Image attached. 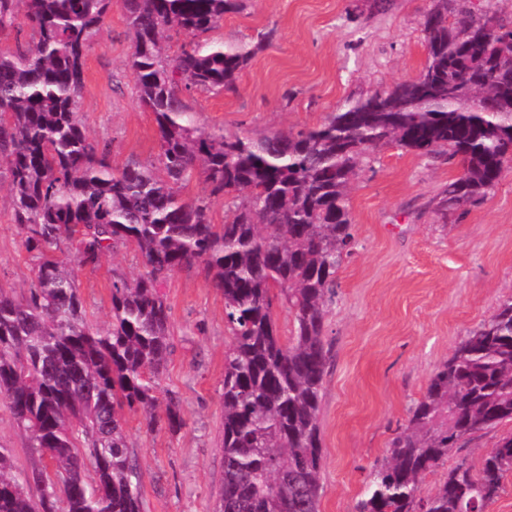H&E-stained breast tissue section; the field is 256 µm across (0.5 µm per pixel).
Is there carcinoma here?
I'll use <instances>...</instances> for the list:
<instances>
[{
  "label": "carcinoma",
  "instance_id": "carcinoma-1",
  "mask_svg": "<svg viewBox=\"0 0 512 512\" xmlns=\"http://www.w3.org/2000/svg\"><path fill=\"white\" fill-rule=\"evenodd\" d=\"M139 102L155 115L158 152L112 165L77 115L84 65L112 0H0V36L22 16L31 43L0 53V169L14 223L35 261L26 292L0 284V406L33 457L0 446V512H144L141 470L122 411L151 428L184 426L175 396L157 413L171 353L172 273L203 266L224 295V477L218 512H320L319 412L337 271L355 245L348 191L362 158L395 144L448 152L461 174L439 202L446 215L487 194L512 164V42L486 16L424 20L426 73L349 102L316 127L253 140L199 130L184 91L235 94L249 45L200 39L245 0H123ZM183 36L168 55L170 33ZM197 174L233 206L213 222L182 196ZM133 246L146 268L112 282L111 321L88 319L75 268ZM279 290L289 335L273 314ZM512 423V298L467 332L431 375L407 424L369 470L354 512H490L512 474V432L478 466L424 477L471 439Z\"/></svg>",
  "mask_w": 512,
  "mask_h": 512
}]
</instances>
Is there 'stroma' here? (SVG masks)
I'll list each match as a JSON object with an SVG mask.
<instances>
[{
  "instance_id": "35a3bbf8",
  "label": "stroma",
  "mask_w": 512,
  "mask_h": 512,
  "mask_svg": "<svg viewBox=\"0 0 512 512\" xmlns=\"http://www.w3.org/2000/svg\"><path fill=\"white\" fill-rule=\"evenodd\" d=\"M434 0H248L205 33L210 42L273 40L240 72L234 94L195 90L183 103L199 129L259 138L323 123L351 99L418 76L426 62L423 21ZM131 33L113 0L85 63L78 115L114 166L157 153L158 128L140 105ZM462 171L447 154L419 156L391 145L368 153L349 191L356 246L337 273L328 317L331 359L320 406L321 512H352L367 471L382 459L430 375L467 331L512 297V171L477 204L442 215L437 204ZM146 269L134 247L96 268L77 269L93 323L110 319V288ZM32 262L0 187V282L24 291ZM172 352L161 383L185 425L148 429L124 411L127 441L142 472L145 512H217L224 476L222 392L224 297L201 267L162 286Z\"/></svg>"
}]
</instances>
